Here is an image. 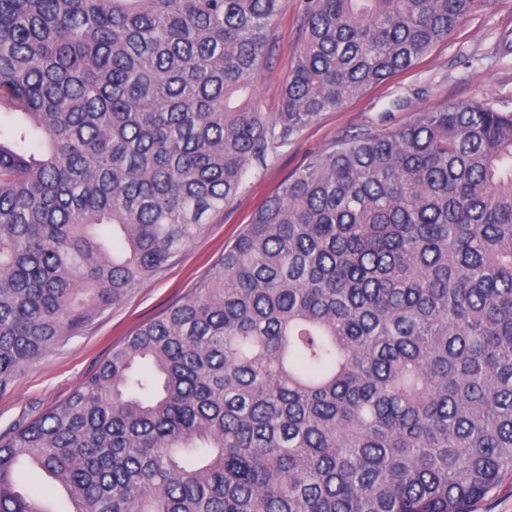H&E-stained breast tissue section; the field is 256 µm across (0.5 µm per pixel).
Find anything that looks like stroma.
<instances>
[{"mask_svg": "<svg viewBox=\"0 0 512 512\" xmlns=\"http://www.w3.org/2000/svg\"><path fill=\"white\" fill-rule=\"evenodd\" d=\"M296 6L272 25L274 49L254 79L263 112L279 110L298 38ZM512 0H482L444 43L412 68L367 88L341 109L325 112L287 146L252 168L243 189L210 215L201 233L157 275L145 280L79 333L58 342L0 389V436H9L65 401L113 347L141 324L187 298L218 263L261 204L303 169L311 155L342 138L408 124L416 113L450 102L482 101L512 108Z\"/></svg>", "mask_w": 512, "mask_h": 512, "instance_id": "1", "label": "stroma"}]
</instances>
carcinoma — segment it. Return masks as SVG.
I'll list each match as a JSON object with an SVG mask.
<instances>
[{
    "mask_svg": "<svg viewBox=\"0 0 512 512\" xmlns=\"http://www.w3.org/2000/svg\"><path fill=\"white\" fill-rule=\"evenodd\" d=\"M474 0H0V385L164 268L255 162ZM476 512L512 476V110L312 156L184 301L0 437V512ZM295 1L288 0V8L274 21L271 32L273 52L254 79L256 97L269 117L279 111L281 90L298 44L301 20ZM23 493L36 495L45 505L55 511H67L69 504L59 485L47 480L38 469L26 466L24 477L18 488Z\"/></svg>",
    "mask_w": 512,
    "mask_h": 512,
    "instance_id": "cac0c4a2",
    "label": "carcinoma"
}]
</instances>
